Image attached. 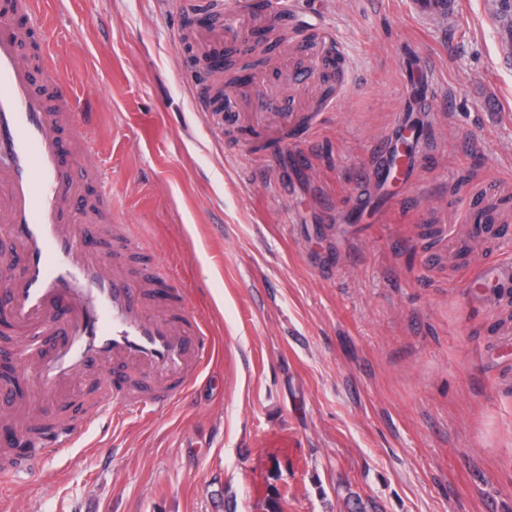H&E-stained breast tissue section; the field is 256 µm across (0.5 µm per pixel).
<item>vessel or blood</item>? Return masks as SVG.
Returning a JSON list of instances; mask_svg holds the SVG:
<instances>
[{"mask_svg": "<svg viewBox=\"0 0 512 512\" xmlns=\"http://www.w3.org/2000/svg\"><path fill=\"white\" fill-rule=\"evenodd\" d=\"M413 12L432 22L458 8L457 0H410ZM28 24H0V185L7 199L0 207V233L14 243L13 266L0 267V303L17 332L34 334L53 327L57 339L45 354L23 361L18 381L56 389L87 367L113 361L159 375L155 385L126 382L106 394L100 411L166 407L188 391L216 351L204 321L189 313L185 299L171 288L161 267L131 272L127 256L135 248L126 227L112 213L98 169L86 154L69 155L68 142L88 143V131L70 90L54 76V59L26 64L19 43L30 28L43 24L35 0ZM415 76L405 83L411 112H399L371 165L379 185L414 180L421 155L431 146L426 124L411 115L432 109L428 65L413 55ZM68 137H61V130ZM82 165L92 194L75 191L73 165ZM86 223L73 224L76 212ZM474 281L512 288V263L479 270ZM82 424L35 434L19 423L10 443L66 448L82 433Z\"/></svg>", "mask_w": 512, "mask_h": 512, "instance_id": "1", "label": "vessel or blood"}]
</instances>
